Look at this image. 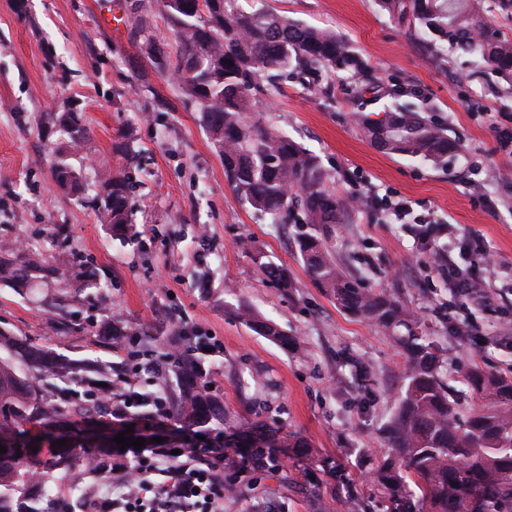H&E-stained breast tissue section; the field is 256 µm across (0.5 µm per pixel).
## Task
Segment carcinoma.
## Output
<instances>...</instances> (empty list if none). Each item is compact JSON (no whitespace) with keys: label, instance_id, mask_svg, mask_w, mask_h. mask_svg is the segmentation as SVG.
<instances>
[{"label":"carcinoma","instance_id":"1","mask_svg":"<svg viewBox=\"0 0 512 512\" xmlns=\"http://www.w3.org/2000/svg\"><path fill=\"white\" fill-rule=\"evenodd\" d=\"M392 13L409 18L427 36V49L478 59L488 73L512 84V40L483 22L482 0H382ZM180 48L172 59L156 40L149 15H138L134 33L140 50L159 71L173 75L183 96L197 107L224 163L232 191L254 211L280 224L298 223L297 243L309 276L346 314L396 335L406 357L398 407L387 424L384 442L389 457L374 473L390 498L420 492L431 512H512V376L471 366L451 390L441 372L437 345L419 331L418 321L393 294L361 288L325 246L330 225L341 223L350 208L325 185L318 159L278 128L250 120L266 71L296 75L343 72L355 77L362 62L336 33L303 26L262 7L243 9L240 0H162ZM68 136L80 150L87 139L83 113L73 106L42 117ZM355 122L376 149L426 162L441 170L461 151L460 141L434 117L399 105L374 122L362 113ZM125 168L112 173L101 167V195L95 210L112 233L137 235L130 194L136 152L115 143ZM60 185L76 190L79 173L67 163L55 169ZM263 275L284 289L292 287L288 269L264 256L254 257ZM82 279L85 268L67 255L46 260L35 253L0 244V281L23 288L34 281ZM258 333L301 349L274 323L249 311L239 312ZM5 344L25 358L27 372L0 359V437L13 440L14 452L0 455V512L31 500L36 487L60 468L78 467L90 474L92 455L51 450L56 420L74 425L96 421L108 409L84 398L59 401L51 391L64 366L42 348L18 338ZM180 380L171 415L189 430L224 429V407L198 381L199 359L190 347L175 356ZM267 448H305L297 435L275 430L262 434ZM38 451H33V448ZM21 455H16V452Z\"/></svg>","mask_w":512,"mask_h":512}]
</instances>
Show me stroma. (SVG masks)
Wrapping results in <instances>:
<instances>
[{
  "label": "stroma",
  "mask_w": 512,
  "mask_h": 512,
  "mask_svg": "<svg viewBox=\"0 0 512 512\" xmlns=\"http://www.w3.org/2000/svg\"><path fill=\"white\" fill-rule=\"evenodd\" d=\"M348 41L380 87L402 84L408 103L431 108L463 149L447 170L389 155L362 136L352 115L380 118L390 96L358 95L339 72L323 76L329 95L294 76L264 75L268 93L252 114L315 154L328 187L357 207L327 241L367 288L395 291L444 352L447 382L469 364L512 376V153L498 130H512V85L471 58L430 54L413 26L379 0H243ZM127 0H0V242L21 241L43 257L61 247L86 264L91 286L65 280L15 288L0 282V330L30 339L74 368L112 376V394L178 391L167 349L212 337L200 353L209 393L224 406V434L252 423L296 433L309 456L274 449L265 468L235 447L225 470L222 512H405L373 482L386 455L383 430L401 397L403 358L392 335L353 318L311 281L294 224H274L242 204L195 107L177 83L142 55L131 37ZM79 103L87 129L80 152L42 128L46 112ZM125 135L139 154L131 192L138 237L127 243L98 223L96 160L120 169L113 150ZM82 176L61 188L58 160ZM406 201L409 214L392 208ZM483 235L500 263L486 267L449 235ZM287 266L289 294L252 259ZM474 273L491 305L458 295L449 267ZM252 310L302 346L295 352L235 315ZM148 336L112 342L113 330Z\"/></svg>",
  "instance_id": "1"
}]
</instances>
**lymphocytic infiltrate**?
I'll return each instance as SVG.
<instances>
[{"label":"lymphocytic infiltrate","instance_id":"obj_1","mask_svg":"<svg viewBox=\"0 0 512 512\" xmlns=\"http://www.w3.org/2000/svg\"><path fill=\"white\" fill-rule=\"evenodd\" d=\"M223 472V434L210 447L185 446L177 454L166 440L140 449L134 465L116 479L122 494L98 499L97 512H215L224 501Z\"/></svg>","mask_w":512,"mask_h":512}]
</instances>
